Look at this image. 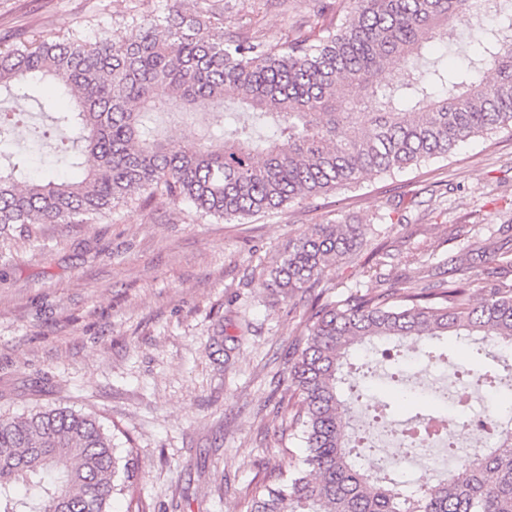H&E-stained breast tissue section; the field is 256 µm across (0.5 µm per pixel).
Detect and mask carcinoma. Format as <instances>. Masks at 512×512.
Segmentation results:
<instances>
[{
    "instance_id": "carcinoma-1",
    "label": "carcinoma",
    "mask_w": 512,
    "mask_h": 512,
    "mask_svg": "<svg viewBox=\"0 0 512 512\" xmlns=\"http://www.w3.org/2000/svg\"><path fill=\"white\" fill-rule=\"evenodd\" d=\"M122 20L125 34L88 40L75 28L0 50V93L46 105L71 143L75 181L18 178L10 138L14 114L0 112V245L31 239L38 224H86L138 191L188 202L202 216L246 221L297 198L359 186L446 157L467 140L512 127V0H320L317 20L276 43L249 27L224 32V13L182 9ZM338 23L327 25L328 16ZM481 33L455 43L464 65L429 60L427 44L452 22ZM401 65L398 86L380 82ZM235 106L220 139L185 142L148 126L152 116ZM362 224H316L263 266L260 288L293 295L321 287L328 268L363 244ZM509 241L475 242L451 257L458 278L426 277L341 295L314 296L289 357L288 428L302 455L252 494L247 512H512V416L495 448L458 462L454 475L423 477L406 496L356 463L345 418L344 368L358 346L390 356L394 340L479 338L469 374L492 384L485 358L512 347V285L502 281ZM487 267L474 270V257ZM481 281L475 300L468 292ZM133 449L117 452L93 415L68 408L0 417V512H147L135 486Z\"/></svg>"
}]
</instances>
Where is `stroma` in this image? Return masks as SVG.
Masks as SVG:
<instances>
[{"label": "stroma", "mask_w": 512, "mask_h": 512, "mask_svg": "<svg viewBox=\"0 0 512 512\" xmlns=\"http://www.w3.org/2000/svg\"><path fill=\"white\" fill-rule=\"evenodd\" d=\"M313 0H189L250 24L272 42ZM168 12L167 0H0V45L78 28L116 36L122 18ZM26 166L76 172L53 145L25 140ZM352 261L330 266L329 296L367 292L360 264L377 242L387 283L448 276L458 248L512 225V128L448 158L360 187L298 199L246 223L201 218L156 198L91 224H42L10 242L0 278V416L71 408L95 415L117 448H136L150 512H246L244 494L299 450L286 431L288 353L307 299L256 287L262 263L314 225L365 219Z\"/></svg>", "instance_id": "1"}]
</instances>
